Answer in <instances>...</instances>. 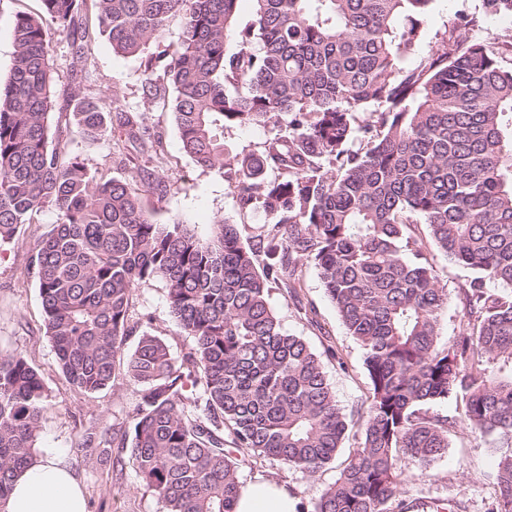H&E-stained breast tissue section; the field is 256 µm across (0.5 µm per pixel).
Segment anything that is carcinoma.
I'll return each instance as SVG.
<instances>
[{
	"mask_svg": "<svg viewBox=\"0 0 512 512\" xmlns=\"http://www.w3.org/2000/svg\"><path fill=\"white\" fill-rule=\"evenodd\" d=\"M40 2L15 19L0 86V245L42 209L58 212L28 263L46 334L76 387L107 388L120 363L139 388L112 442L164 512H234L241 455L308 473L336 459L353 416L269 300L274 286L294 296L310 263L370 380L360 446L311 512H387L391 501L408 512L397 500L399 457L431 464L460 423L493 437L492 512H512V66L503 43L478 37L476 20L462 16L405 66L435 0H252L243 27L239 0H94L112 50L145 56L146 95L172 89L184 152L224 172L240 209L268 217L245 244L223 219L206 238L157 223L140 196L157 178L138 156L158 157L161 138L80 82L64 90L77 132L96 140L114 118L139 148L125 158L124 181L62 158L50 136L51 34L66 33L84 64L91 33L80 0ZM482 7L512 15V0ZM175 17V50L145 55ZM268 123L278 130L261 152L224 149L225 129ZM269 168L278 178L265 177ZM430 246L477 273L458 288L463 324L447 344L448 289ZM151 279L166 283L169 312L193 346L176 357L143 330L120 359L133 290ZM448 398L458 414L430 411ZM44 402L26 357L0 354V503L35 457Z\"/></svg>",
	"mask_w": 512,
	"mask_h": 512,
	"instance_id": "1",
	"label": "carcinoma"
}]
</instances>
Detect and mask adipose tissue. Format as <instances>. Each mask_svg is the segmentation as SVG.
I'll list each match as a JSON object with an SVG mask.
<instances>
[{"label": "adipose tissue", "mask_w": 512, "mask_h": 512, "mask_svg": "<svg viewBox=\"0 0 512 512\" xmlns=\"http://www.w3.org/2000/svg\"><path fill=\"white\" fill-rule=\"evenodd\" d=\"M285 486L259 480L243 486L234 512H296ZM0 512H86L82 487L59 451L44 450L19 472Z\"/></svg>", "instance_id": "ef3b65f1"}]
</instances>
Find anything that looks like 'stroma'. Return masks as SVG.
<instances>
[{
  "label": "stroma",
  "mask_w": 512,
  "mask_h": 512,
  "mask_svg": "<svg viewBox=\"0 0 512 512\" xmlns=\"http://www.w3.org/2000/svg\"><path fill=\"white\" fill-rule=\"evenodd\" d=\"M39 8L40 0H0L1 85L10 76L15 16ZM460 13L476 17L479 35L512 40V16L486 18L481 0H435L426 24L427 36L450 26ZM51 50L58 89L67 88L72 79L82 77L91 95L115 97L118 107L141 116L151 132L161 136L163 152L156 171L161 185L141 194L144 209L157 223L177 220L204 238L209 236L214 221L223 218L238 226L243 241H250L257 234L266 221L265 214L239 209L235 190L222 172L199 167L183 151L170 106L159 99H147L144 94L140 58L113 53L107 37L100 34L96 35L83 66L74 59L66 35L53 34ZM60 146L64 155H80L103 178L121 180L128 175L123 157L130 147L122 132L89 141L73 131L61 139ZM57 222L54 208L43 209L33 225L23 228L11 243L0 246V353H20L38 371L45 388L38 445L63 453L83 487L87 512H162L158 496L140 484L132 465L114 467L116 448H91L86 443L88 434L126 419L138 400L136 388L119 376L108 388L87 393L72 385L55 362L52 343L45 333L36 278L27 273L26 264L38 241ZM433 263L441 285L448 290V305L440 319V340L448 343L461 329L458 288L474 272L448 261L438 252L433 255ZM270 303L285 331L302 337L316 353L323 355L326 375L342 410L350 414L367 404L370 385L364 352L347 335L315 267H304L298 298L275 289L270 293ZM130 322L141 329L150 328L169 344L174 355H182L191 345L190 337L169 314L163 281L152 279L136 286ZM330 347L336 350V357L326 356ZM361 438V426H350L335 463L316 474L250 458L241 466V478L247 483L259 478L283 483L308 510L324 488L335 481ZM495 464L489 442L466 427H458L447 452L430 465H421L406 455L400 457L401 496L413 502V512H432L433 506L448 501L456 504L457 512H491L496 496L491 478Z\"/></svg>",
  "instance_id": "stroma-1"
}]
</instances>
